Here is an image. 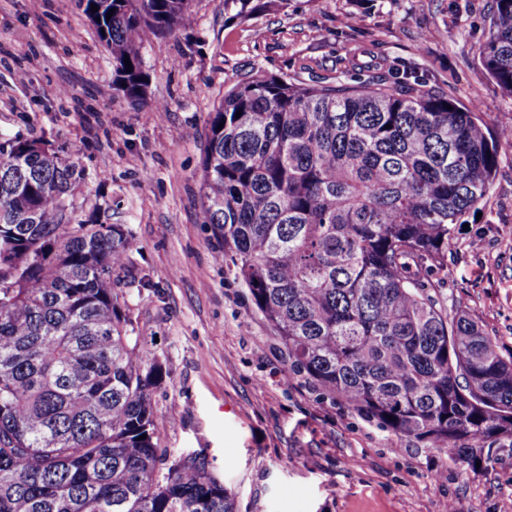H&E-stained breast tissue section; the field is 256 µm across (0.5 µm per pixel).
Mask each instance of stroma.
I'll return each mask as SVG.
<instances>
[{
  "label": "stroma",
  "instance_id": "1",
  "mask_svg": "<svg viewBox=\"0 0 512 512\" xmlns=\"http://www.w3.org/2000/svg\"><path fill=\"white\" fill-rule=\"evenodd\" d=\"M191 0V26L142 50L147 102L113 84L112 56L78 0H0V138L39 139L79 159L84 208L108 204L132 234L123 309L163 366L152 390L168 460L206 457L237 512H512V450L474 468L399 437L322 395L292 370L248 288L214 257L203 222L207 115L252 71L308 83L335 76L354 47L421 67L427 83L489 127L512 122V97L479 62L493 0ZM358 21L349 26L348 14ZM483 246L473 250V239ZM449 312L466 311L512 355V146L488 195L448 242ZM444 469L447 479L435 481Z\"/></svg>",
  "mask_w": 512,
  "mask_h": 512
}]
</instances>
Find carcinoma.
I'll return each mask as SVG.
<instances>
[{
  "instance_id": "1",
  "label": "carcinoma",
  "mask_w": 512,
  "mask_h": 512,
  "mask_svg": "<svg viewBox=\"0 0 512 512\" xmlns=\"http://www.w3.org/2000/svg\"><path fill=\"white\" fill-rule=\"evenodd\" d=\"M93 3L117 89L156 111L141 50L193 22L189 0H78ZM479 61L512 96V0H495ZM378 65L351 60L329 85L235 83L208 115L205 224L293 367L454 463L487 462L512 448V357L437 290L507 139L411 67L345 83ZM34 143L0 141V512H236L203 458L160 476L163 367L119 291L131 235L98 206L80 214L84 168Z\"/></svg>"
}]
</instances>
